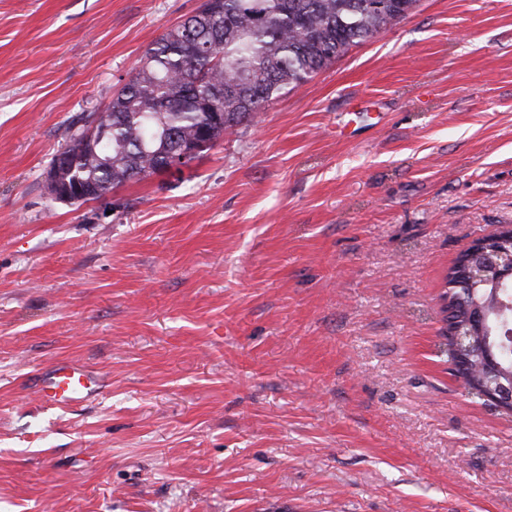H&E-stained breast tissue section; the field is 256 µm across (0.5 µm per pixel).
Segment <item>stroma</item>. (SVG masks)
I'll use <instances>...</instances> for the list:
<instances>
[{"instance_id":"1","label":"stroma","mask_w":512,"mask_h":512,"mask_svg":"<svg viewBox=\"0 0 512 512\" xmlns=\"http://www.w3.org/2000/svg\"><path fill=\"white\" fill-rule=\"evenodd\" d=\"M202 3L0 0V512H512V413L438 354L512 226V0H418L182 172L53 200ZM61 361L102 396L43 403Z\"/></svg>"}]
</instances>
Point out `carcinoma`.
Returning <instances> with one entry per match:
<instances>
[{
    "mask_svg": "<svg viewBox=\"0 0 512 512\" xmlns=\"http://www.w3.org/2000/svg\"><path fill=\"white\" fill-rule=\"evenodd\" d=\"M418 0H205L200 11L168 29L141 58L133 77L112 97L109 111L64 129L67 155L60 181L94 201L113 188L163 171L175 150L196 154L250 123L284 91L306 81L351 46L405 18ZM487 257L468 247L444 278L441 331L448 360L473 392L495 386L487 354L512 374V339L497 317L512 296V280L456 283L460 267ZM491 310L486 323L477 309Z\"/></svg>",
    "mask_w": 512,
    "mask_h": 512,
    "instance_id": "obj_1",
    "label": "carcinoma"
}]
</instances>
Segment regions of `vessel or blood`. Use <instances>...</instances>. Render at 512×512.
<instances>
[{
    "label": "vessel or blood",
    "instance_id": "b4317fda",
    "mask_svg": "<svg viewBox=\"0 0 512 512\" xmlns=\"http://www.w3.org/2000/svg\"><path fill=\"white\" fill-rule=\"evenodd\" d=\"M102 381L83 365L59 362L35 381L38 397L54 404H77L98 394Z\"/></svg>",
    "mask_w": 512,
    "mask_h": 512
}]
</instances>
